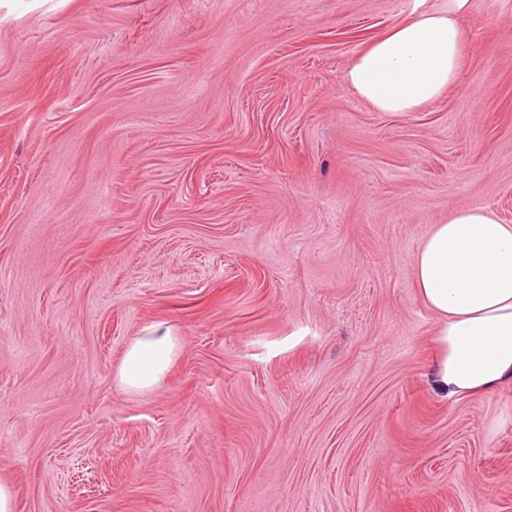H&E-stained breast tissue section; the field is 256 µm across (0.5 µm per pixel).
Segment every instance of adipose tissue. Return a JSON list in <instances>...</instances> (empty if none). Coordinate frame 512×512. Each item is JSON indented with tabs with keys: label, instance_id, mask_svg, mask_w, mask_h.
Segmentation results:
<instances>
[{
	"label": "adipose tissue",
	"instance_id": "1",
	"mask_svg": "<svg viewBox=\"0 0 512 512\" xmlns=\"http://www.w3.org/2000/svg\"><path fill=\"white\" fill-rule=\"evenodd\" d=\"M469 0L422 12L362 51L347 72L355 92L381 112H412L457 80ZM415 285L435 315L432 374L448 396L489 394L512 382V224L472 205L433 225L414 257ZM182 347L164 323L134 336L115 369L129 394L154 390Z\"/></svg>",
	"mask_w": 512,
	"mask_h": 512
}]
</instances>
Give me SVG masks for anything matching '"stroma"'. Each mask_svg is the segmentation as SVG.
Returning a JSON list of instances; mask_svg holds the SVG:
<instances>
[{"label": "stroma", "mask_w": 512, "mask_h": 512, "mask_svg": "<svg viewBox=\"0 0 512 512\" xmlns=\"http://www.w3.org/2000/svg\"><path fill=\"white\" fill-rule=\"evenodd\" d=\"M448 0H0V479L15 512H512V383L449 397L432 225L512 224V0L380 112L360 52ZM159 387L112 374L153 323ZM182 347L181 337L166 323H153L134 336L115 369V384L129 394L154 390Z\"/></svg>", "instance_id": "1"}]
</instances>
